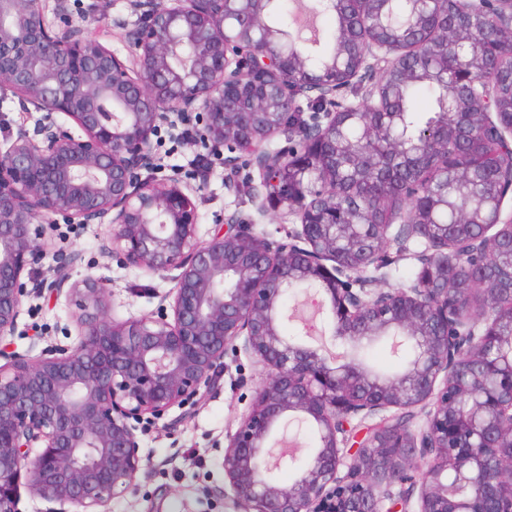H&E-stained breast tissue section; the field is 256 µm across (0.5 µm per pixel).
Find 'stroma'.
<instances>
[{
    "instance_id": "obj_1",
    "label": "stroma",
    "mask_w": 512,
    "mask_h": 512,
    "mask_svg": "<svg viewBox=\"0 0 512 512\" xmlns=\"http://www.w3.org/2000/svg\"><path fill=\"white\" fill-rule=\"evenodd\" d=\"M180 118L162 132L155 153L163 173L179 171L191 183H202L199 236H206L228 210L252 211L251 198L245 193L228 191L224 186V163L214 160L206 180L196 173L198 157L207 154L200 140L178 142ZM109 231L105 224H86L72 230L59 225L54 244L75 247L84 253V263L74 270V278L87 274L102 276L112 283V303L118 318L140 317L154 312L160 296L173 286L163 278L128 267L100 250V242ZM72 309L65 299L42 298L26 302L9 350L27 352L32 343H66L63 330L71 324ZM260 379V370L246 356L229 362V369L218 390L195 408L192 416L174 429L158 420L141 437L142 453L151 470L149 481L135 492L113 499L111 512H234L231 500L208 496L211 487L223 486V448L227 434L235 431L246 412L251 395Z\"/></svg>"
}]
</instances>
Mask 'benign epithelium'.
I'll return each instance as SVG.
<instances>
[{"mask_svg":"<svg viewBox=\"0 0 512 512\" xmlns=\"http://www.w3.org/2000/svg\"><path fill=\"white\" fill-rule=\"evenodd\" d=\"M435 24L405 45L387 14L358 11L332 49L297 40L274 21L277 0H128L134 24L117 16H73L56 0H0V83L26 119L0 142V341L17 329L24 300L65 297L77 341L36 354L0 347V512H110L112 500L150 477L141 453L146 426L171 409L186 419L224 378L225 358L244 353L265 370L248 412L224 442L225 488L236 512H512V277L493 290L464 288L448 300V264L484 265L512 255V66L496 76L471 68L450 79L448 112L473 113L462 135L491 140L506 163H468L497 186L483 232L434 231L438 183L409 175L427 155L448 169L430 134L399 135L384 172L367 149L399 117L394 97L425 54L482 58L512 51V0H429ZM502 41L470 34L474 17ZM125 32L129 54L112 50ZM191 117L198 136L235 171L246 156L255 213L224 215L197 236L200 187L157 175L153 141L170 116ZM359 127L358 144L346 136ZM302 168L297 183L289 180ZM386 176L400 199L385 219L358 218L350 186ZM299 221L274 239L254 231L268 210ZM65 224H107L101 250L174 286L150 315L120 320L106 279H73L83 253L71 249L38 279L41 236ZM417 278L392 288L377 272L406 258L414 239ZM315 289L331 336L353 347L400 336L414 351L394 376L350 355L338 363L282 334L283 297ZM498 369L500 392L484 390ZM308 421L316 446L288 485L268 462L273 429ZM357 425H351L352 421ZM500 467L474 493L448 498V454L456 472L472 449Z\"/></svg>","mask_w":512,"mask_h":512,"instance_id":"obj_1","label":"benign epithelium"}]
</instances>
